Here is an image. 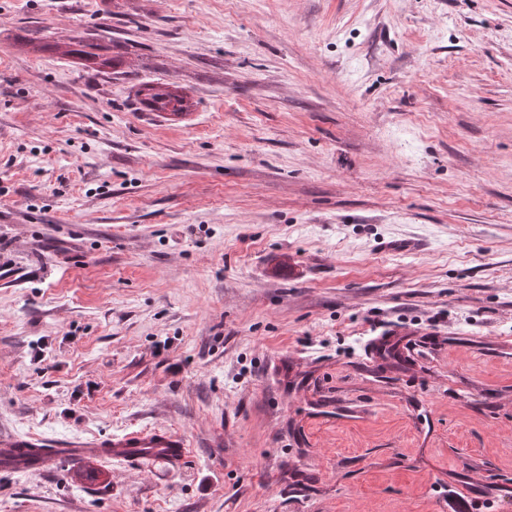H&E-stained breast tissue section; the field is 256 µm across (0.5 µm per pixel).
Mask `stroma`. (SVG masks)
<instances>
[{"label":"stroma","mask_w":512,"mask_h":512,"mask_svg":"<svg viewBox=\"0 0 512 512\" xmlns=\"http://www.w3.org/2000/svg\"><path fill=\"white\" fill-rule=\"evenodd\" d=\"M0 264V433L188 443L0 512H512V0H0ZM67 47L69 49H67L66 54L78 60L84 61V64L99 60V64L109 66L113 65V60L111 57L103 58V55L95 52L102 49L100 45L94 44L85 37L77 36L70 39ZM137 95L146 107L156 112L179 113L186 108L185 98L167 84H144Z\"/></svg>","instance_id":"stroma-1"}]
</instances>
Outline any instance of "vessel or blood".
<instances>
[{
  "mask_svg": "<svg viewBox=\"0 0 512 512\" xmlns=\"http://www.w3.org/2000/svg\"><path fill=\"white\" fill-rule=\"evenodd\" d=\"M185 441L166 429L131 432L109 440L53 444L40 437L0 436V468L40 474L59 461L96 457L116 460L176 462L185 456Z\"/></svg>",
  "mask_w": 512,
  "mask_h": 512,
  "instance_id": "obj_1",
  "label": "vessel or blood"
}]
</instances>
